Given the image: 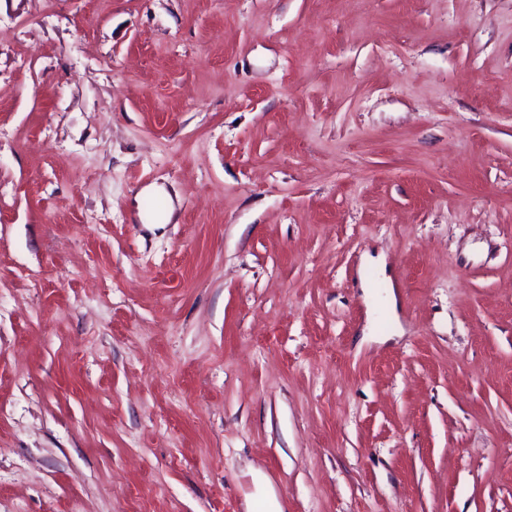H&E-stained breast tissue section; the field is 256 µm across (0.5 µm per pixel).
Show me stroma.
I'll use <instances>...</instances> for the list:
<instances>
[{
    "instance_id": "stroma-1",
    "label": "stroma",
    "mask_w": 512,
    "mask_h": 512,
    "mask_svg": "<svg viewBox=\"0 0 512 512\" xmlns=\"http://www.w3.org/2000/svg\"><path fill=\"white\" fill-rule=\"evenodd\" d=\"M512 512V0H0V512Z\"/></svg>"
}]
</instances>
